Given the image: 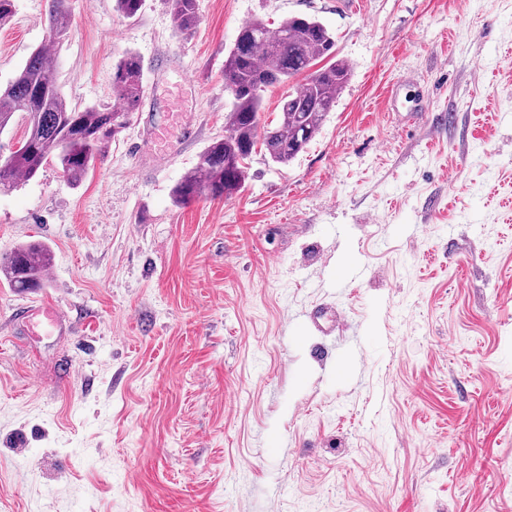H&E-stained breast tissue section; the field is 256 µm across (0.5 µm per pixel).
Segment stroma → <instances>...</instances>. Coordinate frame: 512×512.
Wrapping results in <instances>:
<instances>
[{
  "label": "stroma",
  "mask_w": 512,
  "mask_h": 512,
  "mask_svg": "<svg viewBox=\"0 0 512 512\" xmlns=\"http://www.w3.org/2000/svg\"><path fill=\"white\" fill-rule=\"evenodd\" d=\"M15 5L1 86L52 46L48 0ZM197 8L185 36L166 0H72L54 46L69 104L115 106L127 51L144 93L80 185L52 157L0 193V253L53 254L42 288L0 281V512H512V0ZM296 14L351 67L319 134L176 204L241 23ZM181 115L192 137L155 143ZM44 301L65 330L19 335Z\"/></svg>",
  "instance_id": "1"
}]
</instances>
